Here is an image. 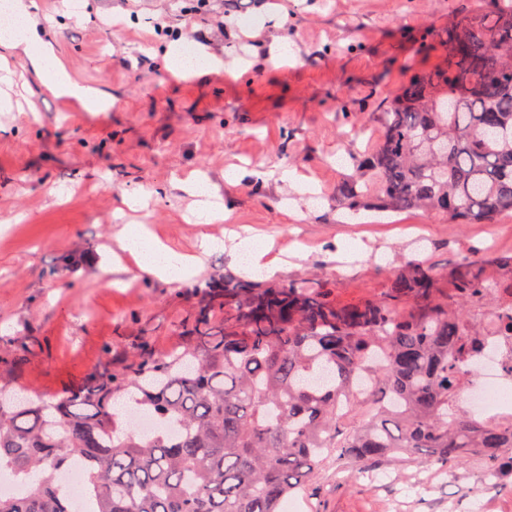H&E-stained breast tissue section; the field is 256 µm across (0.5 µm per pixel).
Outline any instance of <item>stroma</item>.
Instances as JSON below:
<instances>
[{
  "instance_id": "stroma-1",
  "label": "stroma",
  "mask_w": 512,
  "mask_h": 512,
  "mask_svg": "<svg viewBox=\"0 0 512 512\" xmlns=\"http://www.w3.org/2000/svg\"><path fill=\"white\" fill-rule=\"evenodd\" d=\"M38 2L56 20L67 73L112 103L53 94L22 56L8 55L0 69V95L15 103L0 112V347L17 342L21 323L34 334L20 344L24 368L9 375L16 390L58 395L105 365L107 345L142 333L174 342L172 325L188 311L179 283L141 272L126 255L108 274L61 263L75 250L111 259L123 224L144 225L184 254L196 253L202 235L220 239L235 225L272 239L274 259L301 244L303 257L278 278L336 281L343 301L380 295L405 257L444 277L474 251L512 256V215L461 225L419 211L351 217L335 206L351 171L342 158L349 145L364 149L380 136L373 115L403 87L405 62L445 63L439 48L418 54V29H443L474 0H215L212 14L194 18L182 15L181 0H79L78 21L65 16L64 0ZM161 18L205 40L221 67L198 69L192 56L194 75L170 72L163 52L173 39L153 30ZM256 165L267 172L262 182L233 178V167ZM285 168L315 197L282 179ZM196 172L234 225L189 221ZM139 195L148 207L120 210L122 198ZM345 237L363 244L364 261L335 257ZM312 486L286 512H476L482 503L512 512V491L474 474L451 480L421 463L387 460L343 473L326 465Z\"/></svg>"
}]
</instances>
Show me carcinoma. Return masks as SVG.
<instances>
[{
    "label": "carcinoma",
    "instance_id": "obj_1",
    "mask_svg": "<svg viewBox=\"0 0 512 512\" xmlns=\"http://www.w3.org/2000/svg\"><path fill=\"white\" fill-rule=\"evenodd\" d=\"M447 65L412 72L380 113L383 134L336 195L343 212L420 210L452 224L512 214V0H485L420 48ZM482 254L440 285L403 260L377 297L342 302L332 280L275 281L218 270L181 294L180 343L143 335L105 347L111 367L60 395L14 398L0 384V464L30 478L0 512H280L328 455L347 468L397 455L451 471L475 466L512 486V415L456 404L482 337L512 334V278L491 286ZM491 310L471 329L479 305ZM138 413L159 422L136 432ZM80 474L74 501L58 483Z\"/></svg>",
    "mask_w": 512,
    "mask_h": 512
}]
</instances>
